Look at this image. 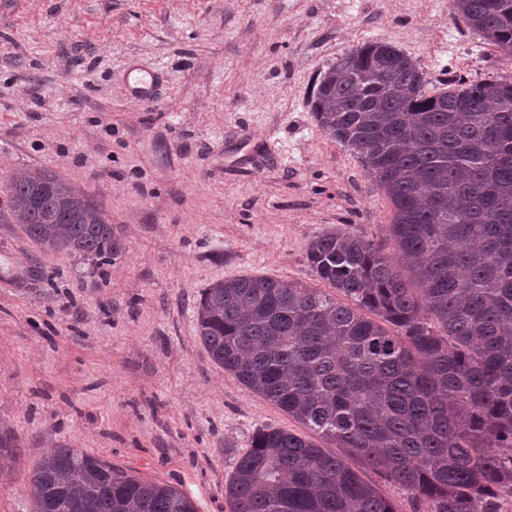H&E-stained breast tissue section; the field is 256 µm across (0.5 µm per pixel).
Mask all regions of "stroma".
<instances>
[{
	"instance_id": "obj_1",
	"label": "stroma",
	"mask_w": 512,
	"mask_h": 512,
	"mask_svg": "<svg viewBox=\"0 0 512 512\" xmlns=\"http://www.w3.org/2000/svg\"><path fill=\"white\" fill-rule=\"evenodd\" d=\"M371 41L434 94L512 75L448 0H0V512H30L27 478L61 446L231 512L254 432L304 434L210 359L196 307L228 278L321 287L306 248L334 227L393 255L390 201L311 112L318 73ZM130 61L163 74L158 101L125 95ZM20 169L91 195L124 253L40 252L7 213Z\"/></svg>"
}]
</instances>
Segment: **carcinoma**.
<instances>
[{"label":"carcinoma","instance_id":"obj_1","mask_svg":"<svg viewBox=\"0 0 512 512\" xmlns=\"http://www.w3.org/2000/svg\"><path fill=\"white\" fill-rule=\"evenodd\" d=\"M512 58V0H448ZM420 64L368 42L317 77L312 112L393 207L387 237L308 243L332 295L242 276L205 288L196 336L211 360L316 435L255 432L224 495L231 512H395L356 464L425 512H501L512 499V76L426 91ZM7 209L35 244L99 267L125 244L102 207L60 176L23 171ZM389 327H384V324ZM31 512H197L77 448L28 477Z\"/></svg>","mask_w":512,"mask_h":512}]
</instances>
